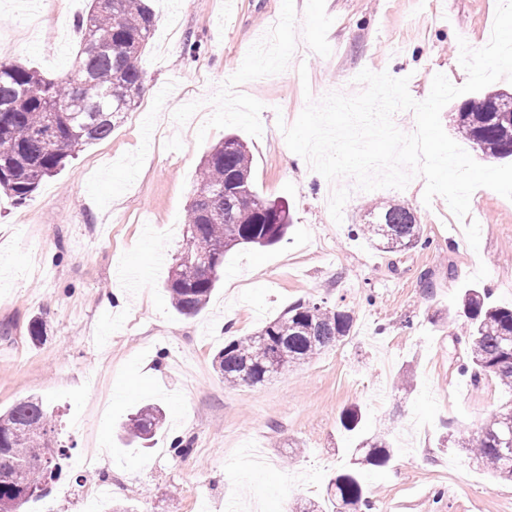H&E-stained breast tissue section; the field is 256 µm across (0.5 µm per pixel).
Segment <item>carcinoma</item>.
I'll list each match as a JSON object with an SVG mask.
<instances>
[{"mask_svg": "<svg viewBox=\"0 0 512 512\" xmlns=\"http://www.w3.org/2000/svg\"><path fill=\"white\" fill-rule=\"evenodd\" d=\"M79 50L71 74L61 80L0 56V189L16 203L30 200L42 180L55 175L82 147L108 138L136 105L144 82L139 57L154 28L149 0H91L77 21ZM491 92L450 111L454 130L487 159L512 158V120L491 111ZM251 157L238 136L228 134L211 148L199 169L195 196L186 214L184 250L165 284L172 308L191 317L207 305L219 279L224 254L240 246H269L284 239L288 205L268 200L253 188ZM359 231L377 249L417 247L422 225L405 203L382 201L368 208ZM473 381L492 376L512 391V307L493 306L487 293L467 290L462 299ZM353 316L326 302H299L258 331L224 343L214 370L224 383L255 386L296 365L307 364L349 336ZM512 404L490 416L464 445L503 480H512V446L492 430ZM52 412L37 397L0 413V512H19L28 489L48 491L62 473L66 449L55 446ZM163 422L160 408L145 407L124 423L130 441H148ZM364 461L385 466L392 448L383 437L369 439ZM335 512H373L358 472L336 475L327 488Z\"/></svg>", "mask_w": 512, "mask_h": 512, "instance_id": "1", "label": "carcinoma"}]
</instances>
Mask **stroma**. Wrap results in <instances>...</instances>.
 I'll use <instances>...</instances> for the list:
<instances>
[{"label": "stroma", "mask_w": 512, "mask_h": 512, "mask_svg": "<svg viewBox=\"0 0 512 512\" xmlns=\"http://www.w3.org/2000/svg\"><path fill=\"white\" fill-rule=\"evenodd\" d=\"M0 0V52L65 77L90 0ZM155 25L140 57L145 95L111 136L87 146L34 197L0 193V410L35 396L67 447L56 512H87V491L107 481L134 512H295L323 502L336 474L359 468L376 512H512V482L462 443L512 394L490 376L471 383L462 294L488 288L512 305V201L476 189L466 218L426 182L361 194L328 181L288 148L307 99L363 91L365 69L407 78L425 100L435 74L463 85L459 40L483 47L496 0H152ZM203 50L184 57L187 39ZM252 155L256 192L290 206L280 243L224 256L206 309L178 314L164 288L184 247L198 169L225 134ZM412 206L428 247L382 252L354 225L366 202ZM140 282L129 286L126 273ZM350 311V336L310 363L257 386H230L212 359L298 301ZM46 335L32 343L30 319ZM157 405L163 428L147 447L127 443L128 415ZM362 413L349 431L340 416ZM84 421L100 456L72 459ZM394 455L377 468L351 450L376 433ZM191 450L175 454V439Z\"/></svg>", "instance_id": "35a3bbf8"}]
</instances>
